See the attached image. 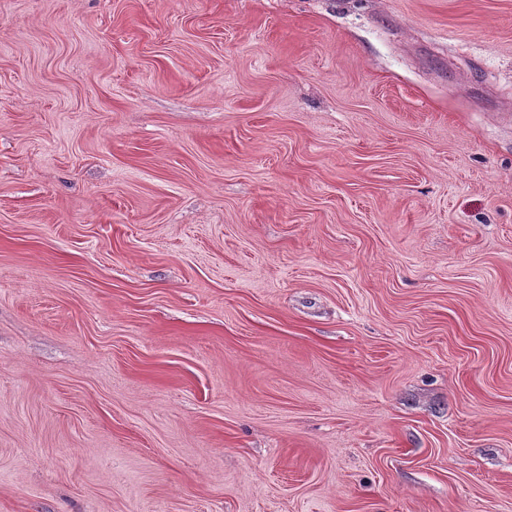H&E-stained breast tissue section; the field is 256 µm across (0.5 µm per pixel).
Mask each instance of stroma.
<instances>
[{
	"label": "stroma",
	"mask_w": 512,
	"mask_h": 512,
	"mask_svg": "<svg viewBox=\"0 0 512 512\" xmlns=\"http://www.w3.org/2000/svg\"><path fill=\"white\" fill-rule=\"evenodd\" d=\"M0 512H512V0H0Z\"/></svg>",
	"instance_id": "35a3bbf8"
}]
</instances>
